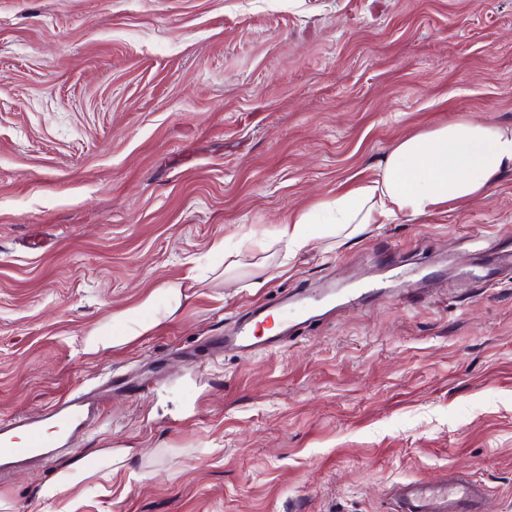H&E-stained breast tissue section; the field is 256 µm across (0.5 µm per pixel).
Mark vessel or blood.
Listing matches in <instances>:
<instances>
[{
    "mask_svg": "<svg viewBox=\"0 0 512 512\" xmlns=\"http://www.w3.org/2000/svg\"><path fill=\"white\" fill-rule=\"evenodd\" d=\"M262 316L253 311L250 320L241 322L234 336L214 338L215 350L227 348L244 355L264 348L276 347L281 334L256 335L253 323ZM99 412V399L91 391L77 389L57 401L45 420L56 421L81 432L88 420ZM43 420L15 417L0 422V472L8 463L36 464L49 461L61 441L48 437L42 428ZM396 512H483L484 490L465 475L452 473L437 483L429 484L417 479L400 483L393 492Z\"/></svg>",
    "mask_w": 512,
    "mask_h": 512,
    "instance_id": "vessel-or-blood-1",
    "label": "vessel or blood"
}]
</instances>
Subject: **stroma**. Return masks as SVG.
I'll return each instance as SVG.
<instances>
[{
	"instance_id": "stroma-1",
	"label": "stroma",
	"mask_w": 512,
	"mask_h": 512,
	"mask_svg": "<svg viewBox=\"0 0 512 512\" xmlns=\"http://www.w3.org/2000/svg\"><path fill=\"white\" fill-rule=\"evenodd\" d=\"M468 117L512 126V0H0V418L111 374L147 385L56 454L129 451L78 512H394L393 483L451 470L512 512L511 172L288 269L230 267L402 137ZM180 279L172 319L80 352ZM282 296L336 308L214 356ZM53 470L0 496L43 512ZM262 317H264V312H261V310L251 312L250 320L243 321L239 324L236 336L214 338L212 341L213 348L217 351L232 348L243 355H251L257 350L276 347L281 342L286 329L289 327L288 322L287 326L282 331L274 335L264 337L256 336L253 325Z\"/></svg>"
}]
</instances>
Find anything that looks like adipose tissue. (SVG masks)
Segmentation results:
<instances>
[{"label": "adipose tissue", "mask_w": 512, "mask_h": 512, "mask_svg": "<svg viewBox=\"0 0 512 512\" xmlns=\"http://www.w3.org/2000/svg\"><path fill=\"white\" fill-rule=\"evenodd\" d=\"M512 172V127L476 119H456L431 131L401 138L386 154L376 173L322 201L300 208L287 223L277 225L270 242L278 245L280 267L321 237L351 238L371 224L400 217L418 219L462 205L485 193L504 173ZM188 285L164 281L138 305L114 315L83 339V353L99 355L115 342L127 341L153 329L188 301ZM125 453L98 448L61 462L38 491L50 512H75L69 494L112 477L124 464Z\"/></svg>", "instance_id": "ef3b65f1"}]
</instances>
